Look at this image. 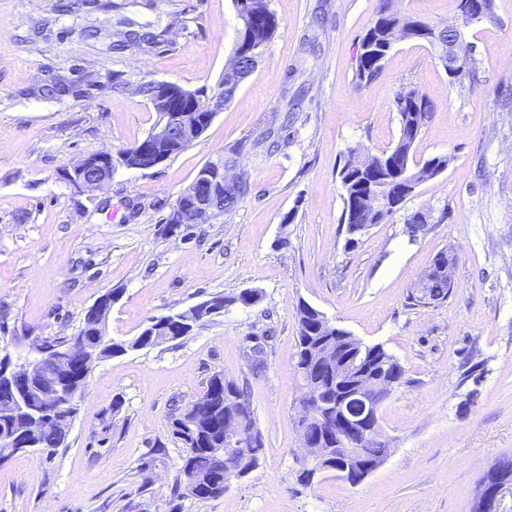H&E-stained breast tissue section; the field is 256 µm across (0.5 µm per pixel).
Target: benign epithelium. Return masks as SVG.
Wrapping results in <instances>:
<instances>
[{
	"label": "benign epithelium",
	"instance_id": "obj_1",
	"mask_svg": "<svg viewBox=\"0 0 512 512\" xmlns=\"http://www.w3.org/2000/svg\"><path fill=\"white\" fill-rule=\"evenodd\" d=\"M259 59L256 49L238 53L235 63L227 75L238 81L247 76L245 64H254ZM439 59L452 79L462 76L468 66V58L460 42L452 39L439 46ZM157 102L162 109L156 126L149 134L150 147L136 155L113 157L108 152H95L85 156L72 168L63 173L64 179L80 192H92L112 180V172L120 165L128 169L149 170L169 156L170 150L181 144L192 143L204 132L197 115L192 109L182 105L183 99L172 83L160 82L157 89ZM238 181H229L224 174V159L213 161L210 170L203 174L199 186L184 193L183 199L176 202L169 214V223L176 227L183 224H206L224 215V193L232 191ZM454 259L445 255L437 264L425 271L416 288L427 297H432L429 285L435 277L450 275ZM38 358L12 366L10 372L0 373V383L10 390L25 388L33 380L52 382L53 392L43 397L49 408H63L68 418L76 415V397L84 385L66 387V375L75 365L89 373L93 365L100 361L97 347L93 343L74 340L50 341L36 348ZM303 381L299 399V429L302 447L306 454L302 458L304 476L312 480L319 473L318 467L330 449L324 441L311 438L305 427L314 421L323 423L332 419L336 426L331 433L336 438V454L343 459V465L336 476L354 485L368 477L378 464L360 465L358 446L364 439L378 434V412L396 387L397 380L383 375L368 373L351 366L344 375L353 378L348 390L336 392L333 397L324 396L311 390L307 382L305 368H298ZM224 436L228 446L247 455L256 447V441L249 436L242 420L235 418L224 422ZM512 483V479L502 476L496 469L488 470L480 481V494L475 502V512H494V505L501 489Z\"/></svg>",
	"mask_w": 512,
	"mask_h": 512
}]
</instances>
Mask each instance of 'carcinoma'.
Masks as SVG:
<instances>
[{
    "label": "carcinoma",
    "mask_w": 512,
    "mask_h": 512,
    "mask_svg": "<svg viewBox=\"0 0 512 512\" xmlns=\"http://www.w3.org/2000/svg\"><path fill=\"white\" fill-rule=\"evenodd\" d=\"M373 25L361 40V53L356 71L359 83L372 82L380 70L386 56L391 50L389 41L391 31L399 28L407 32L406 38L424 41L430 45L445 42L457 36L455 30L448 25L429 23L409 15H401L390 7L391 0H380ZM242 10L249 15L250 25L244 35V43L248 47L267 44L278 28L275 14L270 10L268 0H243ZM164 41V33L130 29L124 33L118 47L139 45L141 43L159 44ZM400 115V131L395 144L388 150L379 153L364 154L369 166L381 169V174L389 175L388 163L413 174L417 173L427 179L435 172L445 169L448 157L435 156L422 166L413 164L412 150L422 130L427 125L434 110L433 101L417 89H408L399 93L395 100ZM340 186L343 191L344 208L341 223L347 224H378L392 215L390 211L377 210L353 213L351 197L370 189L365 183L367 176L362 170H353L350 163H345L338 172ZM259 299V292L246 290L234 297L213 296L207 300L209 308L204 313L208 317L224 311L227 307L239 304L249 307ZM298 351L297 358L304 363L312 362L310 353L327 347L339 349V365L351 366L370 363L376 369L389 365L397 369L399 383H404V369L398 360L383 346L357 345L350 340L336 341V330L322 328L318 316L321 311L306 302L298 306ZM168 325L165 317L152 319L150 324L130 342H117L111 336L102 339L97 336L95 321L91 313H85L78 337L86 341H95L100 357L110 359L125 354L129 350H141L161 345L159 336L166 332ZM313 381L324 393H336V386H345V381H336V367L313 371ZM210 397L203 403L192 408L184 407L171 416V435L174 441L185 448V456L181 473L183 479L176 480L174 493L177 497L199 500L214 499L224 494V476L232 469L240 466L245 470H253L264 451V437L257 427L243 388L233 380L221 374L212 375L206 383ZM65 411L44 414V422L35 438L37 448L53 453L62 446L71 424L64 420ZM238 416L245 421L251 435L257 440L256 448L252 449L249 461L242 464L240 459L233 457L224 446V418ZM386 448L376 437L361 447V457L365 462H374L385 457Z\"/></svg>",
    "instance_id": "obj_1"
}]
</instances>
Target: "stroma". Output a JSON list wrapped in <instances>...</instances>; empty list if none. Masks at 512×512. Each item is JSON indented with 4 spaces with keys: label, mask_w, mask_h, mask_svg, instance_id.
<instances>
[{
    "label": "stroma",
    "mask_w": 512,
    "mask_h": 512,
    "mask_svg": "<svg viewBox=\"0 0 512 512\" xmlns=\"http://www.w3.org/2000/svg\"><path fill=\"white\" fill-rule=\"evenodd\" d=\"M59 2L0 0V359L31 360L36 340L77 335L111 290L108 333L126 342L216 295L262 298L95 364L54 454L0 456V512H471L482 475L512 458V0L465 26L475 81H451L436 47L400 37L366 85L355 72L380 0H269L278 29L203 135L153 169L116 168L92 192L63 172L148 136L158 115L143 83L213 96L239 19L234 0H71L67 13ZM392 7L461 21L456 0ZM132 23L164 42L113 51ZM410 88L435 104L413 160L448 165L347 247L338 172L350 149L394 145L395 98ZM220 157L249 195L217 221L170 230L177 195ZM416 213L428 229L412 237ZM443 250L455 258L451 292L416 305L414 285ZM303 301L405 370L379 412L387 456L356 486L330 471L298 482ZM217 373L246 384L265 449L223 496L178 498L185 451L170 416Z\"/></svg>",
    "instance_id": "1"
}]
</instances>
